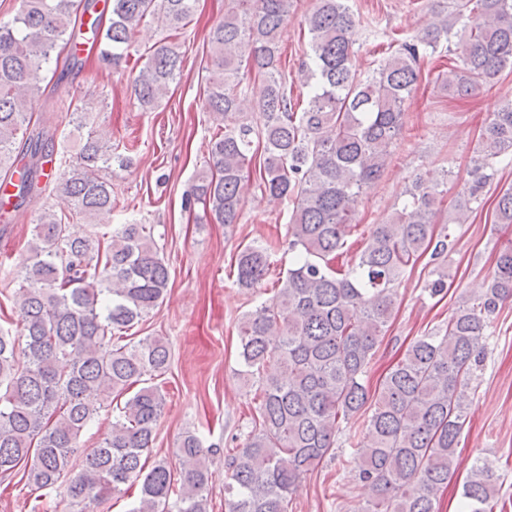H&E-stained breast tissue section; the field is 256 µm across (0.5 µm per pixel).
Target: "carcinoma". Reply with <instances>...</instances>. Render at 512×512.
<instances>
[{
	"mask_svg": "<svg viewBox=\"0 0 512 512\" xmlns=\"http://www.w3.org/2000/svg\"><path fill=\"white\" fill-rule=\"evenodd\" d=\"M195 0H107L85 24L93 0H20L0 22V209L18 210L46 176L56 155L54 113L33 112L43 95V64L67 52L56 84L78 64L82 27L100 40L102 60L117 67L140 27L150 21L179 31ZM294 0H225L210 36L212 68L206 106L243 113L244 78L265 92L246 117L218 127L207 171L192 198L203 217L240 223L244 186L260 156V187L288 199V250L295 256L282 288L239 325V370L258 384L253 428L225 460L226 512H288L302 479L334 448L340 422L370 409L362 436L351 438L361 486L369 498L358 512H437L441 489L456 473L455 453L466 421V389L482 362L484 329L500 303L512 299V248L498 253L489 284L462 300L441 328L417 337L370 394L364 378L374 360L407 268L433 262L430 296L448 292L445 262L452 225L491 205L495 222L512 225V187L486 198L500 166L512 163V99L492 114L480 149L449 217L437 227L444 184L422 172L386 222L372 225L347 266L338 263L358 226L362 196L385 172L403 126L405 104L422 79L421 60L448 53L439 92L464 99L503 71H512V0H434L417 35L392 37L388 55L366 76L354 60L360 15L350 0H314L305 18L309 52L299 68L307 93L288 91L281 41ZM178 47L161 43L140 55L132 79L137 107L155 110L182 71ZM131 160L112 148L103 126L87 132L53 192L64 206L36 219L29 256L14 282L17 318L0 325V474L22 472L39 492L31 512L65 503L79 512L140 483L129 512H209L218 449L188 430L173 456L144 471L154 448L163 395L149 380L165 374L171 352L158 336L118 344L164 299L170 273L154 228L122 224L98 238L70 228L112 208V164ZM275 246L253 243L237 252L236 282L256 287ZM135 392L112 416L109 431L81 463L82 433L114 397ZM96 392L100 403L87 400ZM497 477L477 458L462 484L461 512H493ZM55 499L47 500L49 493Z\"/></svg>",
	"mask_w": 512,
	"mask_h": 512,
	"instance_id": "carcinoma-1",
	"label": "carcinoma"
}]
</instances>
